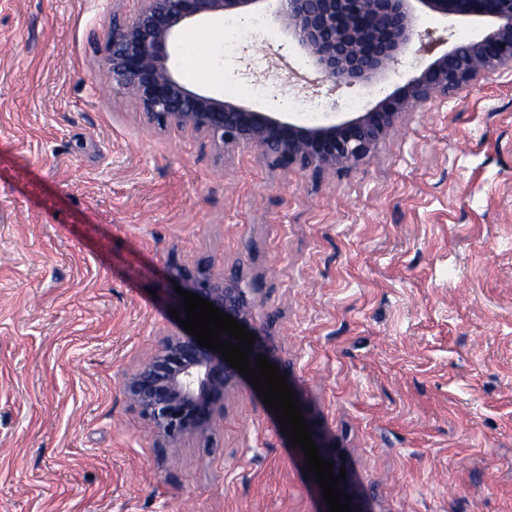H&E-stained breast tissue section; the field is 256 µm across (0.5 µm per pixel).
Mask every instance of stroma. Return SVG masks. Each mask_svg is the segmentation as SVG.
<instances>
[{"instance_id": "35a3bbf8", "label": "stroma", "mask_w": 512, "mask_h": 512, "mask_svg": "<svg viewBox=\"0 0 512 512\" xmlns=\"http://www.w3.org/2000/svg\"><path fill=\"white\" fill-rule=\"evenodd\" d=\"M137 7L0 0V512H319L258 392L174 455L123 393L175 322L173 266L203 256L254 277L280 374L374 512H512V70L430 96L356 169L315 176L215 156L113 93L109 16ZM473 34L423 16L371 88L329 90L279 31L177 73L261 112L321 103L328 124Z\"/></svg>"}]
</instances>
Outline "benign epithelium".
<instances>
[{"instance_id":"1","label":"benign epithelium","mask_w":512,"mask_h":512,"mask_svg":"<svg viewBox=\"0 0 512 512\" xmlns=\"http://www.w3.org/2000/svg\"><path fill=\"white\" fill-rule=\"evenodd\" d=\"M130 16L112 13L103 76L112 89L135 102L145 122L158 129L175 127L195 134L219 156L251 146L277 167L295 166L321 174L351 171L374 154L399 117L432 93L446 95L480 76L512 68V0H138ZM273 8L274 23L310 60L319 79L332 88L363 87L387 79L391 67L411 49L422 13L430 11L453 26L474 21L480 34L470 42L465 65L448 67L456 48L429 62L419 75L379 101L363 115L339 123L304 127L239 100L194 90L178 76L170 46L195 23L235 12L250 15ZM187 291L213 303L255 334L249 361L270 356L269 334L255 321L257 289L244 266L221 273L206 260L174 268ZM240 373L219 352L198 345L181 326L162 338L161 346L127 375L123 392L131 406L153 426L157 444L179 448L189 439L205 440L214 408L224 403ZM312 440L319 455L344 461L318 432ZM351 496L352 512H371L351 473L337 484Z\"/></svg>"}]
</instances>
